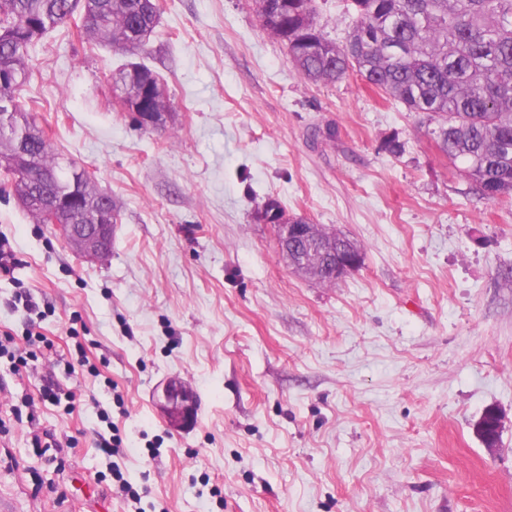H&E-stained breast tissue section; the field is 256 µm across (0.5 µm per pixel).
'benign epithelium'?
Segmentation results:
<instances>
[{
  "label": "benign epithelium",
  "mask_w": 512,
  "mask_h": 512,
  "mask_svg": "<svg viewBox=\"0 0 512 512\" xmlns=\"http://www.w3.org/2000/svg\"><path fill=\"white\" fill-rule=\"evenodd\" d=\"M79 205V195L68 197L45 194L41 199L42 216L53 225L58 234L75 246L88 260H101L112 243L115 225L112 221H98L94 224H62L58 216L63 211H74ZM278 242L289 263L297 270L312 271L320 261L321 253L310 246L315 234V225L301 224L288 216L278 215L273 222ZM362 263V254L356 251L335 255L333 275L341 279ZM157 406L164 413L169 425L184 429L192 425L198 412V401L189 386L179 379L166 381L156 399Z\"/></svg>",
  "instance_id": "1"
}]
</instances>
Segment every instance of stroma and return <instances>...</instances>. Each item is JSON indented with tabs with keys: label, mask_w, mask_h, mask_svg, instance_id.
<instances>
[{
	"label": "stroma",
	"mask_w": 512,
	"mask_h": 512,
	"mask_svg": "<svg viewBox=\"0 0 512 512\" xmlns=\"http://www.w3.org/2000/svg\"><path fill=\"white\" fill-rule=\"evenodd\" d=\"M159 5L144 53L67 24L31 54L26 108L120 217L87 261L0 170L20 260L0 333L53 344L23 376L0 358V512H512V202L475 194L427 114L353 74L303 79L255 0ZM133 61L165 82L162 130L118 102ZM270 198L362 266L332 285L295 272L256 218ZM173 377L198 400L183 430L153 398ZM32 404L37 425L12 419ZM37 428L79 443L38 456Z\"/></svg>",
	"instance_id": "stroma-1"
}]
</instances>
